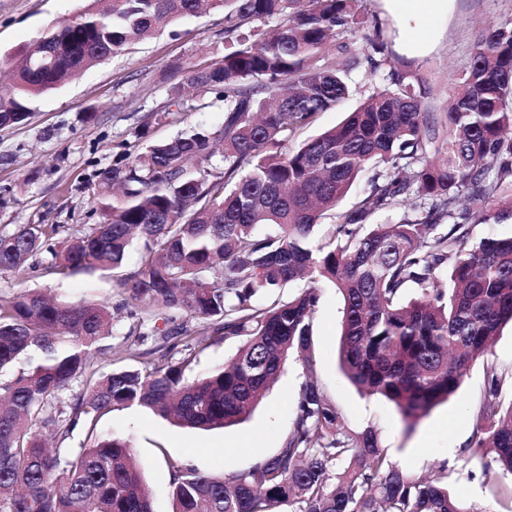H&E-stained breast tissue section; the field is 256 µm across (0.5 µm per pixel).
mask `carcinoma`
<instances>
[{
  "label": "carcinoma",
  "mask_w": 512,
  "mask_h": 512,
  "mask_svg": "<svg viewBox=\"0 0 512 512\" xmlns=\"http://www.w3.org/2000/svg\"><path fill=\"white\" fill-rule=\"evenodd\" d=\"M361 0H91L65 25L35 37L12 60L0 90V127L22 123L33 96L122 54L174 19L224 10V57L186 66V84L224 101V121L146 145L99 173L119 194L103 221L59 237L53 224L0 234V271L19 273L48 254L54 275L117 274L134 241L138 268L119 278L136 323L125 358L102 372L92 348L112 335V312L93 300L25 290L0 302V512H154L130 442L103 435L100 419L139 406L189 428L221 429L251 415L294 356L312 365L314 286L269 304L258 298L301 278L332 282L344 299L339 359L365 394L393 402L413 424L454 395L472 364L512 323V236L474 234L512 222V21L479 32L467 68L451 79L443 120L425 112L409 66L389 58L382 28L351 65L386 73L387 85L337 126L293 145L295 133L348 95L349 68L323 64L349 47L335 37L368 21ZM283 17L273 28L259 23ZM180 92L156 113L190 112ZM438 144L434 154L429 147ZM222 150L223 171L211 167ZM371 170L365 197L315 240L323 212ZM396 222L368 225L400 206ZM276 232L260 233L263 226ZM419 293L408 300L410 286ZM210 322L209 338L242 339L234 357L188 380L203 339L167 326ZM157 344L143 350L148 337ZM178 350L173 362L169 354ZM508 374L490 367L473 407L470 455L489 486L512 475V407L497 398ZM81 385L71 402L61 396ZM77 448H47L36 429ZM174 512H485L453 496L447 467L414 475L377 433L343 431L314 381L301 389L277 452L217 478L167 460Z\"/></svg>",
  "instance_id": "carcinoma-1"
}]
</instances>
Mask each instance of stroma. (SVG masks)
I'll return each mask as SVG.
<instances>
[{
	"label": "stroma",
	"instance_id": "1",
	"mask_svg": "<svg viewBox=\"0 0 512 512\" xmlns=\"http://www.w3.org/2000/svg\"><path fill=\"white\" fill-rule=\"evenodd\" d=\"M86 4L87 0H0V80L7 79L10 60L20 49L44 29L71 20ZM361 8L380 20L391 59L412 62L426 87L424 106L438 116L448 104L449 79L467 66L479 31L512 21V0H444L443 7L425 11L407 25L400 21L393 0H361ZM223 54V11L187 15L70 83L34 97L24 122L0 127V233L19 224H56L67 236L99 223L98 174L137 143L142 125H149L154 141L169 139L192 125L220 127L224 103L211 95L202 110L176 112L160 123L152 117L165 110L173 91L197 98V91L183 79L182 66L210 65ZM380 84L366 67L352 70L349 96L318 114L296 134V142L334 127ZM47 263V255H36L21 274L0 273V298L45 288L61 299L92 298L115 308L109 351L95 356L94 362L105 370L121 365L124 337L134 323L120 309L122 288L115 280L96 275L46 274ZM317 288L320 303L312 322V366L288 359L247 420L224 429L192 430L137 406L102 418V433L132 442L144 483L153 493L154 512L173 510L167 459L223 477L273 455L293 424L300 388L311 375L335 405L348 433L373 428L381 447L404 470L423 474L446 465L448 488L457 498L486 512H512V504L483 483L481 465L468 450L473 430L470 410L484 395L487 365L512 371V326L501 330L448 401L411 425L392 402L360 393L347 379L338 358L343 298L330 282H318ZM226 448L234 449L232 459H224Z\"/></svg>",
	"mask_w": 512,
	"mask_h": 512
}]
</instances>
